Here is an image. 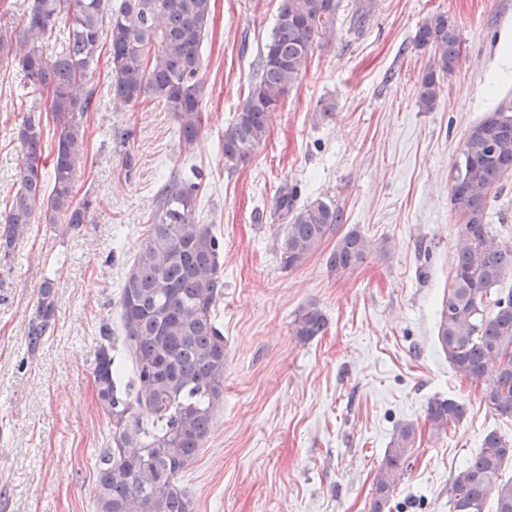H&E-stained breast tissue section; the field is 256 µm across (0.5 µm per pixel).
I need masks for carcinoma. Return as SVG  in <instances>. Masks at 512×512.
<instances>
[{
	"label": "carcinoma",
	"instance_id": "obj_1",
	"mask_svg": "<svg viewBox=\"0 0 512 512\" xmlns=\"http://www.w3.org/2000/svg\"><path fill=\"white\" fill-rule=\"evenodd\" d=\"M339 0H280L277 21L255 63L242 107L224 126V166L229 171L251 161L268 138V115L278 109L307 71L319 41L336 36ZM212 0H34L23 20L24 34L0 23V62L14 63L29 93L56 120L52 149L54 184L44 192L41 114L23 116L17 139L24 149L20 188L0 219V262L34 223L77 228L92 203L74 196L77 166L84 152V114L94 91L80 96L100 44L110 45L111 99L134 107L150 99L175 114L184 147L198 138L204 121L201 45ZM68 26V40L53 57L32 39L56 23ZM415 46L432 54L417 88V105L435 109L443 82L459 65L460 40L448 17L435 14L417 30ZM450 205L464 218L454 261L452 287L439 313L437 340L459 372L484 381L482 399L491 413L512 419V290L498 288L512 273V245L497 239L489 224V204L512 173V98L468 132ZM201 183L173 174L157 194L138 254L126 268L119 291L120 331L133 364L134 379L122 383L124 369L112 356L111 329L102 330L94 354L98 403L109 419L108 446L96 468L95 512H194L178 476L203 448L216 408L224 400V334L217 307L224 296L219 239L199 223ZM276 211L287 221L284 255L299 264L344 221V212L315 200L296 205V193L281 195ZM389 248L352 229L328 257L341 276ZM57 285L41 284L35 316L26 333L37 349L51 329ZM294 336L308 342L325 333L327 318L316 307L293 321ZM465 404L435 399L427 407L429 434L448 433L462 419ZM416 438L413 424H399L379 466L370 512H388L391 493L410 466ZM512 459V440L497 431L485 435L477 455L448 481L449 512H484L492 495L495 512H512V480L501 479Z\"/></svg>",
	"mask_w": 512,
	"mask_h": 512
}]
</instances>
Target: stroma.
I'll return each mask as SVG.
<instances>
[{
	"instance_id": "obj_1",
	"label": "stroma",
	"mask_w": 512,
	"mask_h": 512,
	"mask_svg": "<svg viewBox=\"0 0 512 512\" xmlns=\"http://www.w3.org/2000/svg\"><path fill=\"white\" fill-rule=\"evenodd\" d=\"M361 0H340L336 37L316 47L308 69L268 119L251 162L227 170L224 127L242 106L260 46L280 0H213L202 45L205 121L191 151L173 113L157 102L124 110L109 95L108 50L87 78L86 153L74 194L92 208L86 224L36 220L12 252L0 286V512H95L96 462L108 441L95 391L100 328H118V293L171 172L202 173L200 223L223 243L224 401L195 461L179 476L194 512H368L373 482L397 425L417 429L392 512H448V479L497 430L482 383L465 377L436 341L453 279L462 217L449 204L453 165L469 129L512 97V0H370L362 34L351 19ZM445 14L462 55L436 108L416 90L431 63L416 30ZM30 105L24 78L0 63V211L19 188L23 147L14 134ZM333 115H322L323 107ZM297 188L344 212L339 233L359 229L386 243L338 276L325 239L300 264L284 262L278 195ZM58 290L55 322L38 350L26 332L44 279ZM328 319L304 343L301 310ZM438 398L464 402V417L431 438L426 410Z\"/></svg>"
}]
</instances>
